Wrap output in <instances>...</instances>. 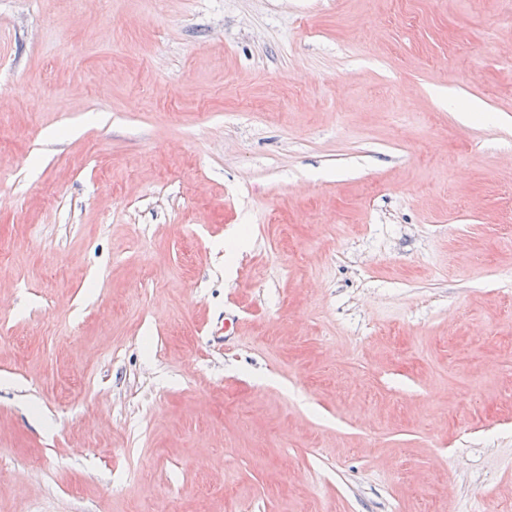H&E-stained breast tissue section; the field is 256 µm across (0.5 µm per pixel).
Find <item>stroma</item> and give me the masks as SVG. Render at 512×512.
<instances>
[{"instance_id":"obj_1","label":"stroma","mask_w":512,"mask_h":512,"mask_svg":"<svg viewBox=\"0 0 512 512\" xmlns=\"http://www.w3.org/2000/svg\"><path fill=\"white\" fill-rule=\"evenodd\" d=\"M0 512H512V0H0Z\"/></svg>"}]
</instances>
